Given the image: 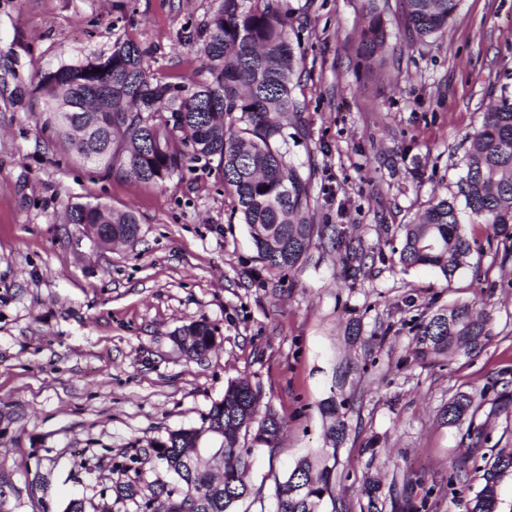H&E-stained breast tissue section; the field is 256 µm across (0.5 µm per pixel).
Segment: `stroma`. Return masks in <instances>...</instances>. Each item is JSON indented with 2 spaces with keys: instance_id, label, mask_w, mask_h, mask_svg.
Masks as SVG:
<instances>
[{
  "instance_id": "1",
  "label": "stroma",
  "mask_w": 512,
  "mask_h": 512,
  "mask_svg": "<svg viewBox=\"0 0 512 512\" xmlns=\"http://www.w3.org/2000/svg\"><path fill=\"white\" fill-rule=\"evenodd\" d=\"M287 3L307 100L292 153L316 170L315 223L340 225L357 256L339 267L326 243L281 276L263 270L246 226L231 222L214 166L201 160L159 184L108 174L42 132L39 101H15L37 74L118 42L137 44L155 74L195 78L199 28L220 0H0V471L15 486L14 512H64L73 498L97 512L102 489L155 480L163 469L144 448L201 426L242 377L286 422L279 448L259 452L247 475L261 496L249 512H274L273 475L324 446L317 405L341 363L353 400L336 462L345 512H360L366 480L389 487L407 473L425 512H464L468 487H449V474L512 453V409L496 411L494 386L512 382L503 244L465 225L485 248L450 281L385 258L398 225L454 190L469 134L512 75V0H463L447 31L423 41L383 10L389 37L370 71L356 55L366 0ZM71 202L132 209L137 240L98 246L84 226L63 223ZM457 301L486 302V348L418 363L413 325ZM201 320L216 345L191 360L175 337ZM471 388L486 393L476 417L490 434L484 449L469 447L465 425L437 417ZM374 436L375 456L364 449Z\"/></svg>"
}]
</instances>
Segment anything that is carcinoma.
I'll return each mask as SVG.
<instances>
[{
    "mask_svg": "<svg viewBox=\"0 0 512 512\" xmlns=\"http://www.w3.org/2000/svg\"><path fill=\"white\" fill-rule=\"evenodd\" d=\"M366 24L357 54L371 66L382 57L388 38L376 0H367ZM462 0H397L404 31L421 40L437 38L454 19ZM292 11L282 0H222L201 28L205 68L185 82L156 76L144 65L134 43L118 42L106 56L62 63L19 88V97H37L48 113L45 128L84 163L125 178L164 182L199 160L216 163L224 188L233 197L232 215L247 227L257 258L270 273L299 271L310 251L324 238L336 242L345 262L352 248L337 227L312 223L318 205L315 171L294 161L290 143L299 136L305 102L300 86L297 47L289 36ZM456 190L435 196L411 222L399 225L400 247L390 260L408 270L433 268L445 280L483 253L465 224H486L494 236L512 244V94L503 86L497 102L484 112L469 135V146L457 163ZM66 224H98L104 235L125 241L136 237L139 224L131 210L99 203H71ZM179 342L190 357L214 346L215 329L206 321L180 330ZM491 336V317L468 302L432 311L416 325L415 357L474 358ZM345 372L334 374L330 394L318 405L326 421L329 447L297 460L282 478H274V512H323L336 502V465L329 458L348 436L347 400L337 397ZM485 391H457L438 417L446 425L469 420L468 447L489 443L485 425L474 424ZM286 423L271 407L260 405L257 387L246 378L230 382L224 397L210 408L205 425L171 431L144 450L161 461L175 479L146 485L130 482L117 489L122 497L140 496L142 512H235L248 498L244 477L256 452L280 446ZM224 431L221 474L204 461H189L195 442ZM512 476V454L488 459L481 483L465 503V512H498V488ZM15 488L0 475V512H13ZM361 512H384L387 496L377 481L361 490Z\"/></svg>",
    "mask_w": 512,
    "mask_h": 512,
    "instance_id": "obj_1",
    "label": "carcinoma"
}]
</instances>
